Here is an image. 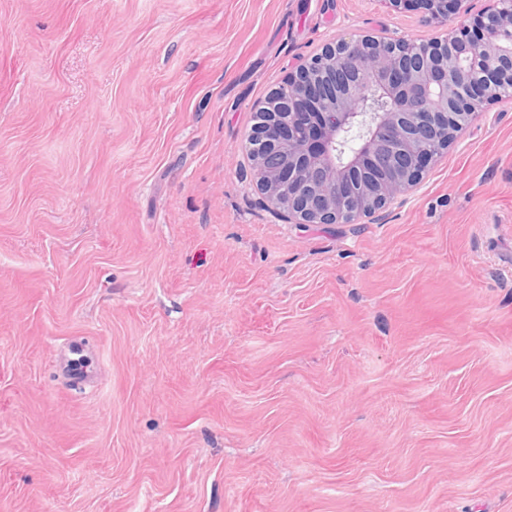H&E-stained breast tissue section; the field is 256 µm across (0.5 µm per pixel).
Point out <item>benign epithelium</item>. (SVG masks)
I'll list each match as a JSON object with an SVG mask.
<instances>
[{"label":"benign epithelium","instance_id":"obj_1","mask_svg":"<svg viewBox=\"0 0 512 512\" xmlns=\"http://www.w3.org/2000/svg\"><path fill=\"white\" fill-rule=\"evenodd\" d=\"M424 11L460 23L429 42L343 36L254 113L245 149L256 188L290 222L349 224L383 209L420 183L474 110L512 93V0L476 14L465 0H424Z\"/></svg>","mask_w":512,"mask_h":512}]
</instances>
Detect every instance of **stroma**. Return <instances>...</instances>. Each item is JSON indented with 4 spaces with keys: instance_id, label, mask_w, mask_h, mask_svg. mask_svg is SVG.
<instances>
[{
    "instance_id": "35a3bbf8",
    "label": "stroma",
    "mask_w": 512,
    "mask_h": 512,
    "mask_svg": "<svg viewBox=\"0 0 512 512\" xmlns=\"http://www.w3.org/2000/svg\"><path fill=\"white\" fill-rule=\"evenodd\" d=\"M383 0H0V512H512V99L353 224L259 101Z\"/></svg>"
}]
</instances>
